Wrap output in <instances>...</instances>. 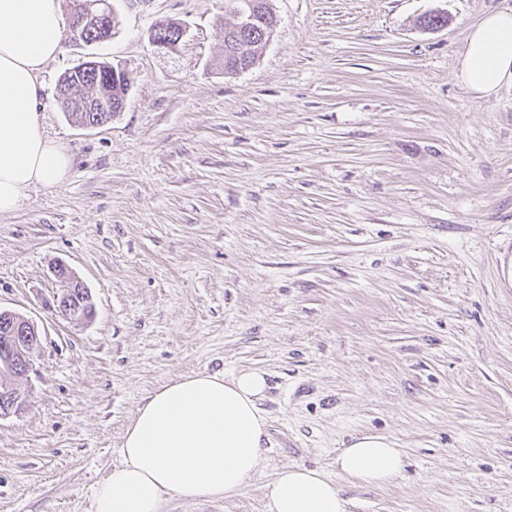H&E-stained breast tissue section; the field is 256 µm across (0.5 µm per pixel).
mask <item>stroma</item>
<instances>
[{
  "label": "stroma",
  "instance_id": "35a3bbf8",
  "mask_svg": "<svg viewBox=\"0 0 512 512\" xmlns=\"http://www.w3.org/2000/svg\"><path fill=\"white\" fill-rule=\"evenodd\" d=\"M278 23L224 71V0H112L109 41L64 34L39 116L62 183L0 216V308L43 339L0 420V512H92L141 400L182 375L259 369L267 441L231 499L161 512H266L286 465L336 473L390 438V485L341 481L346 512H512V86L459 81L469 29L512 0H271ZM447 14V26L422 27ZM182 22L170 51L155 20ZM130 73L86 129L58 80L88 54ZM92 319L52 309L54 262ZM170 19H157L149 34L151 45L157 50H172L184 38L187 27L183 23L176 22V26H172Z\"/></svg>",
  "mask_w": 512,
  "mask_h": 512
}]
</instances>
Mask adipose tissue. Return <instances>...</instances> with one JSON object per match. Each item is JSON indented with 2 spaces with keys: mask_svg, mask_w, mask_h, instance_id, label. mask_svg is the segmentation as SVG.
<instances>
[{
  "mask_svg": "<svg viewBox=\"0 0 512 512\" xmlns=\"http://www.w3.org/2000/svg\"><path fill=\"white\" fill-rule=\"evenodd\" d=\"M59 0H0V215L12 213L32 186L67 176L71 158L49 139L36 107L45 65L61 51ZM457 76L484 97L512 83V8L470 28ZM264 372H197L147 395L127 429L122 462L99 483L92 512H161L164 497L232 498L258 472L267 438L259 403ZM389 439L354 438L336 458V477L317 469L279 470L267 512H346L339 480L382 486L400 473Z\"/></svg>",
  "mask_w": 512,
  "mask_h": 512,
  "instance_id": "1",
  "label": "adipose tissue"
}]
</instances>
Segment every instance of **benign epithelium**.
I'll list each match as a JSON object with an SVG mask.
<instances>
[{
  "label": "benign epithelium",
  "mask_w": 512,
  "mask_h": 512,
  "mask_svg": "<svg viewBox=\"0 0 512 512\" xmlns=\"http://www.w3.org/2000/svg\"><path fill=\"white\" fill-rule=\"evenodd\" d=\"M267 2L269 0H245L235 15L236 28L249 26L256 19V7ZM70 18L71 28L75 31L81 28L97 30L100 33L95 39L97 43L110 40L119 27V17L109 0H83L80 7H70ZM186 32L187 27L182 23L174 26L167 18L158 19L150 29L149 40L158 50H172L181 42ZM91 71L105 75L126 90L132 86V78L126 70L101 61L96 56L68 69L62 76L61 86L64 87L72 81L77 82ZM59 102L62 111L66 113L103 111L100 100L96 97L80 100L64 91ZM60 269L59 265L51 266V274L59 286V292L54 295L53 309L56 315L65 320L83 321L87 319L86 313L72 300V288L78 283V279L71 272L65 277L61 276ZM0 319L16 322L25 328V335L10 337L9 357L0 359V418H4L19 413L25 405L26 395L12 383V378L29 371L32 354L40 347L42 335L34 323L15 312L0 309Z\"/></svg>",
  "instance_id": "7a95c632"
}]
</instances>
